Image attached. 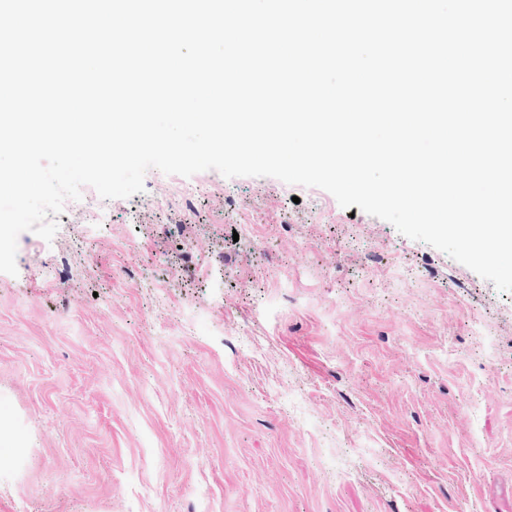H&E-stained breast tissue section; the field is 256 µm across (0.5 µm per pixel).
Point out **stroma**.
I'll return each instance as SVG.
<instances>
[{
	"mask_svg": "<svg viewBox=\"0 0 512 512\" xmlns=\"http://www.w3.org/2000/svg\"><path fill=\"white\" fill-rule=\"evenodd\" d=\"M144 185L0 273V512H512V293L320 188Z\"/></svg>",
	"mask_w": 512,
	"mask_h": 512,
	"instance_id": "obj_1",
	"label": "stroma"
}]
</instances>
